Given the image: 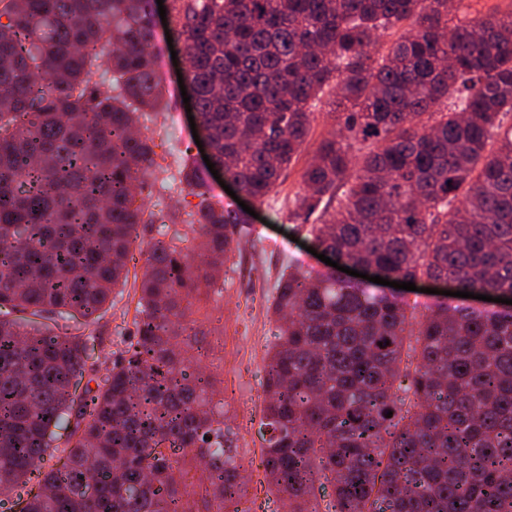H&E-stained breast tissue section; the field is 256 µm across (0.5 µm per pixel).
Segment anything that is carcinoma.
I'll return each instance as SVG.
<instances>
[{"mask_svg":"<svg viewBox=\"0 0 512 512\" xmlns=\"http://www.w3.org/2000/svg\"><path fill=\"white\" fill-rule=\"evenodd\" d=\"M10 2L0 308L86 329L154 223L134 194L159 168L136 130L163 108L151 0ZM454 2L172 0V22L212 161L255 202L326 97L350 110L302 174L296 229L373 276L512 295V11L455 21ZM179 182L190 234L146 244L134 331L96 387L78 390L92 335L0 319V495L42 476L22 512H240L244 463L213 384L189 373L209 350L188 317L246 220L193 164ZM272 314L258 467L283 512H512V309L421 308L290 265ZM167 448L192 453L196 490Z\"/></svg>","mask_w":512,"mask_h":512,"instance_id":"obj_1","label":"carcinoma"}]
</instances>
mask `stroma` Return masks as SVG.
<instances>
[{
  "label": "stroma",
  "mask_w": 512,
  "mask_h": 512,
  "mask_svg": "<svg viewBox=\"0 0 512 512\" xmlns=\"http://www.w3.org/2000/svg\"><path fill=\"white\" fill-rule=\"evenodd\" d=\"M181 49V42H168L163 24L155 23L152 50L155 73L162 77L166 86L165 108L142 118L141 123L153 140L157 161L168 173H176L183 158H190L212 201L229 205L233 202L231 195L209 171L192 135L177 68L171 58L172 52ZM336 124L337 116L331 113L329 106L317 105L309 137L289 168L286 180L258 207L256 217L249 219L239 255L221 271L222 291L203 286L194 302L193 317L213 347L202 369L213 380L217 391L223 392L234 416L238 454L248 461L259 460L263 446L258 433L264 406L261 381L265 352L277 334L276 323L269 312L277 277L291 262L316 272L327 269L324 262L290 240L294 225L288 220V199L300 190L304 168L320 140L333 132ZM128 270V279L115 288L111 305L95 316L98 339L89 350L86 378L101 374L104 354L117 352V337L128 335L133 329L136 290L145 270L144 254H136Z\"/></svg>",
  "instance_id": "obj_1"
}]
</instances>
